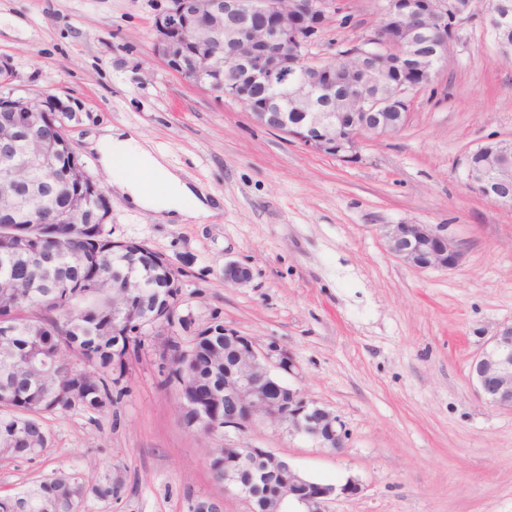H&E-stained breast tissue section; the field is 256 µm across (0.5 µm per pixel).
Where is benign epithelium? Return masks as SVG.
I'll return each instance as SVG.
<instances>
[{
  "mask_svg": "<svg viewBox=\"0 0 512 512\" xmlns=\"http://www.w3.org/2000/svg\"><path fill=\"white\" fill-rule=\"evenodd\" d=\"M473 0H385L378 25L359 40L330 57L312 54L311 48L328 19L340 13L343 0H179L153 21V51L164 63L179 58L186 48L197 60L223 71L242 67L248 84L236 86L224 97L244 105L251 120L279 131L305 149L348 162L359 158L363 140L398 133L414 99L436 80V62L447 61L455 40L453 28L471 16ZM438 34L434 53H416L417 37ZM233 46L225 59L224 44ZM280 85L289 89L288 107L299 112L304 126L294 130L270 99L254 102L251 88ZM26 122L45 130L50 115L42 100L25 102ZM17 134L0 130V181L11 190L0 195V210L28 209L33 223L45 224L39 199L18 191L21 170L50 169L49 146L41 135L26 141L22 157L15 154ZM480 165L466 158L467 183L483 197L512 207V184L499 178L503 160L512 159V139L488 142L475 150ZM388 251L411 268L452 269L464 256L460 241L443 224H387L382 228ZM224 280L242 285L250 270L235 261L224 264ZM140 282L126 283L122 311L127 313L125 334L141 336L151 329H167L148 319L128 315ZM224 347L232 359L224 363V391L196 393L182 405V419L190 427L197 421L187 410L215 413L210 428L243 431L269 420L290 434L309 438L320 448L344 447V433L336 415L285 383L280 373L292 371L291 359L274 343L258 345L248 336L224 327ZM31 378L52 371L51 361L33 357ZM469 379L487 403L512 411V324L502 327L473 359ZM277 479L272 499L256 500L252 484ZM224 491L242 498L249 512H325V504L338 495L361 491L350 477L340 486L311 480L286 459L265 448H227L224 455ZM197 512H224L217 498L190 500Z\"/></svg>",
  "mask_w": 512,
  "mask_h": 512,
  "instance_id": "obj_1",
  "label": "benign epithelium"
}]
</instances>
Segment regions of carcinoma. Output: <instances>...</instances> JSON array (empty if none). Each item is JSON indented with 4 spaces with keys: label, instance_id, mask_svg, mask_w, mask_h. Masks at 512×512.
Instances as JSON below:
<instances>
[{
    "label": "carcinoma",
    "instance_id": "carcinoma-1",
    "mask_svg": "<svg viewBox=\"0 0 512 512\" xmlns=\"http://www.w3.org/2000/svg\"><path fill=\"white\" fill-rule=\"evenodd\" d=\"M196 68L198 79L208 84L230 89L235 82V77L225 78L213 65L199 63ZM52 159L67 178L44 189L42 173L35 172L31 182L40 189L44 209L61 215L72 187L88 175L78 151L61 133L56 137ZM68 224L69 235L61 240L54 225L31 223L25 209L0 214V278L14 279L22 296L14 306L4 303V313L11 315L15 333L8 343L0 342V440L14 437L16 428L23 425L30 438L27 443L15 437L12 456L33 457L41 449L32 443L47 444L43 414L76 409L99 412L127 392L120 378L112 375V293L80 286V274L68 261L69 252L81 250L93 262L98 247L85 224L72 218ZM102 246L112 254L105 276L111 280L139 279L144 302H150L154 289L167 281V260L145 245L114 242L107 237ZM165 322L185 332L191 330L195 337L211 331L207 324L193 327L192 319L179 315L175 305L166 313ZM34 355L55 361L51 384L29 380L24 366ZM73 358L83 369H76ZM190 371L202 388L220 381V374L209 367L204 347L196 352ZM84 495L81 484L52 479L20 493L0 495V512H77Z\"/></svg>",
    "mask_w": 512,
    "mask_h": 512
}]
</instances>
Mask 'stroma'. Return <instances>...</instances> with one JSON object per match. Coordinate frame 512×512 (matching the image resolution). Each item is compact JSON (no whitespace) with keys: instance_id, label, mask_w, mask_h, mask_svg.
Listing matches in <instances>:
<instances>
[{"instance_id":"1","label":"stroma","mask_w":512,"mask_h":512,"mask_svg":"<svg viewBox=\"0 0 512 512\" xmlns=\"http://www.w3.org/2000/svg\"><path fill=\"white\" fill-rule=\"evenodd\" d=\"M170 0H0V86L51 96L77 115L66 134L108 192L105 230L166 257L181 283L180 313L275 343L295 365L287 382L335 413L340 452L259 424L222 436L186 428L176 390L159 384L145 340L129 393L99 413L47 414L43 452L0 456V491L57 475L82 484L79 512H188L191 495H225L209 459L219 447L267 448L327 483L359 479L326 512H512V412L481 399L472 358L512 323V208L467 186L465 158L512 136V59L474 0L451 57L411 107L404 128L368 138L354 162L308 151L253 124L152 54L153 21ZM383 0H349L318 52L379 23ZM132 131L216 194L218 211L172 224L112 191L90 144L107 127ZM384 224H444L465 244L453 269L416 270L395 258ZM251 270L243 285L224 264ZM120 498L94 494L105 478Z\"/></svg>"}]
</instances>
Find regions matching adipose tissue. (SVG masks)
<instances>
[{"label":"adipose tissue","instance_id":"adipose-tissue-1","mask_svg":"<svg viewBox=\"0 0 512 512\" xmlns=\"http://www.w3.org/2000/svg\"><path fill=\"white\" fill-rule=\"evenodd\" d=\"M100 164L112 172L115 190L134 206L151 210L182 224L213 215V204L197 196L163 153L149 143L114 129L95 145ZM160 178L163 192L151 190L149 178Z\"/></svg>","mask_w":512,"mask_h":512}]
</instances>
